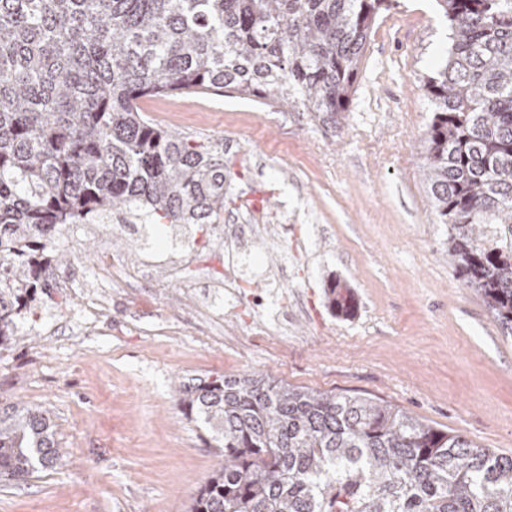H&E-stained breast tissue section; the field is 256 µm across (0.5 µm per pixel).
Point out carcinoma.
I'll list each match as a JSON object with an SVG mask.
<instances>
[{"mask_svg": "<svg viewBox=\"0 0 512 512\" xmlns=\"http://www.w3.org/2000/svg\"><path fill=\"white\" fill-rule=\"evenodd\" d=\"M452 31L426 80L421 167L448 254L512 333V0H437ZM389 0H0V346L50 287L55 224L140 211L224 215V156L155 126L137 100L215 93L336 127ZM328 300L356 309L336 281ZM224 449L187 512H512V456L368 397L264 376L180 390ZM43 411L0 406V479L60 462Z\"/></svg>", "mask_w": 512, "mask_h": 512, "instance_id": "1", "label": "carcinoma"}]
</instances>
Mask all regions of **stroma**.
Listing matches in <instances>:
<instances>
[{
	"mask_svg": "<svg viewBox=\"0 0 512 512\" xmlns=\"http://www.w3.org/2000/svg\"><path fill=\"white\" fill-rule=\"evenodd\" d=\"M436 0H391L361 54L347 112L328 131L301 115L228 96L141 99L161 127L224 154V216L256 200L287 214L304 259L284 267L282 336L253 330L209 283L210 251L183 279L112 289L99 332L80 320L86 289H49L0 348V404L44 410L61 461L20 485L0 483V512H186L224 463L178 388L219 376L366 396L482 448L512 455V335L448 258V227L429 197L420 155L434 116L425 82L446 57ZM167 227L104 239L69 224L59 267L94 274L102 248L140 266L165 251ZM349 285L352 316L325 289Z\"/></svg>",
	"mask_w": 512,
	"mask_h": 512,
	"instance_id": "obj_1",
	"label": "stroma"
}]
</instances>
